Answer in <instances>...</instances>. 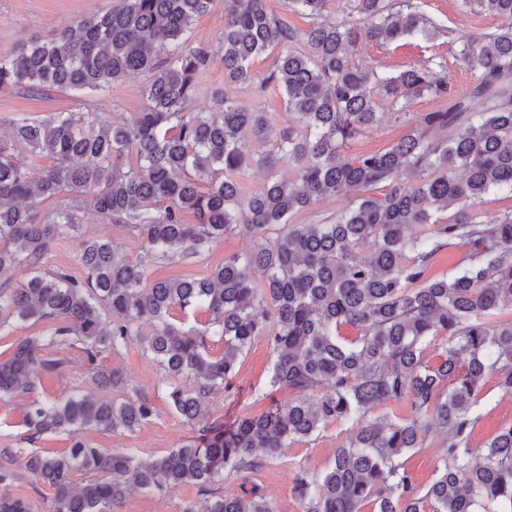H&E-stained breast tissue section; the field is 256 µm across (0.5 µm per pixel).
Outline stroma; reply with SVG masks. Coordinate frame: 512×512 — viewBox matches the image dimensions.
<instances>
[{
    "instance_id": "stroma-1",
    "label": "stroma",
    "mask_w": 512,
    "mask_h": 512,
    "mask_svg": "<svg viewBox=\"0 0 512 512\" xmlns=\"http://www.w3.org/2000/svg\"><path fill=\"white\" fill-rule=\"evenodd\" d=\"M117 0H0V47H19L33 40L55 37L68 23L101 12L116 4ZM426 14L443 26L441 36L432 41L411 35L386 47L362 44L357 48L359 57L380 70L395 71L413 63L443 57L448 65V79L455 90H469L478 74L459 65L452 55L462 37H480L495 31L501 24L499 17L471 15L461 11L458 0H422ZM144 75H132L115 84L105 93L78 94L75 92L34 93L22 88L0 91V132L8 131L9 122L15 118L41 119L51 112H94L108 122L130 119L143 106L142 87ZM207 89H224L228 96L263 103L265 109L284 114L282 96L274 90L257 92L255 88L241 89L225 85L224 65L221 58H214L206 72ZM441 99L431 95L411 97L407 102L406 118L402 121H383L378 127L348 145L351 153L372 152L385 149L404 137L420 113L441 108ZM254 247L253 238L238 232L211 242L197 257L181 262H157L149 272L155 279L199 278L223 264L225 256L243 255ZM49 350V357L59 355ZM64 365L55 373L45 376L40 398L64 399L81 391L97 393L98 387L80 348L64 353ZM275 357L264 339H255L239 368L231 390L214 394L209 409L214 421L232 429L240 417L257 414L267 406L286 403L292 394L288 389L270 384ZM98 364L101 368L121 371L132 388L149 398L156 409L150 422L135 431L100 433L83 431L82 437L109 452H128L138 455L162 454L193 437L194 432L172 410L166 395L162 373L158 366L144 356L138 348L119 352H104ZM481 419L476 425L470 444L474 449L484 445L504 425L512 423V397L504 395L497 385L495 375H487L482 383L478 407ZM345 427L327 426L307 442L283 449L264 467L252 474L230 473L225 475V492L239 494L252 487L262 489L273 501L279 512H302L294 492V476L307 469L322 472L334 460L338 445L345 442ZM195 512H204L206 495L196 487L181 486L162 493L131 492L118 508V512H183L186 506Z\"/></svg>"
}]
</instances>
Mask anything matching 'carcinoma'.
Listing matches in <instances>:
<instances>
[{
	"mask_svg": "<svg viewBox=\"0 0 512 512\" xmlns=\"http://www.w3.org/2000/svg\"><path fill=\"white\" fill-rule=\"evenodd\" d=\"M118 0L67 25L51 40L0 49V88L34 92L106 91L144 73V105L123 123L84 112L10 122L0 136V325L49 322L45 336L15 341L0 360V397L34 395L61 358L49 348L81 345L104 389L125 391L118 370L98 356L132 346L163 371L175 412L199 435L163 455L108 453L82 430L134 431L155 415L133 390L120 401L73 394L33 399L24 413L32 444L73 435L59 454L40 448L0 452V487L17 480L13 457L53 490L49 512H115L133 490L191 484L207 512H277L258 487L221 488L224 473H252L282 449L336 423L349 427L331 467L300 471L294 491L303 512H512V423L471 461L469 437L480 420L481 382L494 373L512 395V209L488 219L473 206L484 195L512 199V0H460L470 14L496 15V31L461 41L454 59L480 72L467 92L453 90L447 63L432 59L380 72L356 59L365 42L391 45L441 30L420 0ZM224 6V81L251 85V64L277 52L260 80L282 94L286 119L262 104L218 91L198 106L211 51L185 35L196 18ZM310 19L305 29L288 15ZM429 94L448 106L425 112L396 144L344 153L375 124L404 115L406 100ZM483 109L472 110V101ZM395 106L380 112L381 102ZM254 147H249V143ZM41 154L53 165L37 177L21 160ZM286 165L288 175L277 169ZM269 177L247 193L251 172ZM348 195L351 205L321 224L289 219L318 202ZM82 202L101 224L125 228L151 260L183 261L210 242L245 230L253 251L230 255L203 278L148 279L108 238L83 231ZM455 209L452 218L436 214ZM192 214L195 222L186 221ZM281 226L268 238L270 228ZM80 238L69 269L39 267L51 247ZM371 246L361 258L358 250ZM465 250L468 266L429 278L437 254ZM27 266L31 276L13 282ZM202 308L208 320L186 329L174 310ZM355 336H341V328ZM276 355L271 386L295 396L229 432L209 421V398L231 388L252 342ZM224 353L210 354V343ZM438 343L439 361L427 350ZM195 385L186 386V378ZM405 403L413 416L384 411ZM435 444L444 466L421 490L402 458ZM94 479L75 485L73 476ZM0 512H35L22 496L0 495Z\"/></svg>",
	"mask_w": 512,
	"mask_h": 512,
	"instance_id": "cac0c4a2",
	"label": "carcinoma"
}]
</instances>
